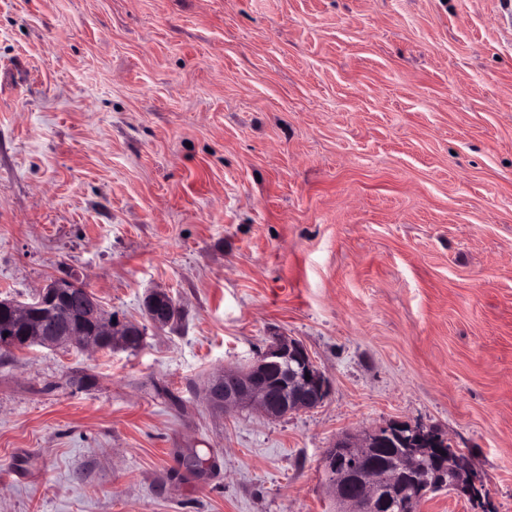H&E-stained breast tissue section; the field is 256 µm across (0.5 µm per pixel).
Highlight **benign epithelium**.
Segmentation results:
<instances>
[{
	"label": "benign epithelium",
	"mask_w": 512,
	"mask_h": 512,
	"mask_svg": "<svg viewBox=\"0 0 512 512\" xmlns=\"http://www.w3.org/2000/svg\"><path fill=\"white\" fill-rule=\"evenodd\" d=\"M82 291L80 282L71 276L51 278L26 302L0 299V309L12 313L15 331L24 344L31 347H51L80 342L75 326L67 329L38 325L35 313L62 302L75 300ZM85 319L96 326L101 336L99 344L82 343L86 349L109 352L127 346L133 336L144 335V328L132 321L116 320L96 297L89 295L80 302ZM180 307L172 295L161 289L150 291L144 298V313L151 326L163 329L178 318ZM285 362L295 364L292 371L272 385L265 374ZM332 381L316 366L303 345L287 336H275L266 351L245 369L226 368L213 377L206 388V402L215 410L250 408L271 419L282 418L292 412L311 409L321 404L332 392ZM428 429L420 424L394 420L375 429L347 434L336 439L325 455V469L330 477L329 488L339 504L340 512H377L381 496L391 491L395 482L377 469L372 461V449L383 438L423 436ZM444 462L440 473H450L449 479L436 478L423 484L404 488L400 497L409 512H419L424 499L435 487H448L461 499H468L480 487V476L464 468L453 458L446 457L444 448H405L400 456L402 473H414L423 461ZM354 483L358 494L349 496L346 486Z\"/></svg>",
	"instance_id": "obj_1"
}]
</instances>
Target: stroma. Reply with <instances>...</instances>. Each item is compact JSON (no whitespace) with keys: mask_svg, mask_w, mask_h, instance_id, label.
I'll list each match as a JSON object with an SVG mask.
<instances>
[{"mask_svg":"<svg viewBox=\"0 0 512 512\" xmlns=\"http://www.w3.org/2000/svg\"><path fill=\"white\" fill-rule=\"evenodd\" d=\"M511 10L0 0V298L183 310L135 351L0 353V512H336L326 449L392 420L512 512ZM276 336L330 396L213 411ZM143 308L148 322L157 329L171 326L180 312L172 295L161 289L152 290L145 296Z\"/></svg>","mask_w":512,"mask_h":512,"instance_id":"stroma-1","label":"stroma"}]
</instances>
